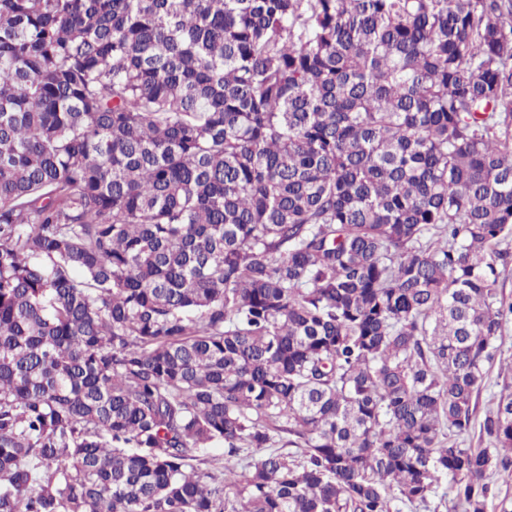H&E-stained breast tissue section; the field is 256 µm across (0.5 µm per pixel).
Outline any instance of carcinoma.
Returning <instances> with one entry per match:
<instances>
[{
  "label": "carcinoma",
  "instance_id": "carcinoma-1",
  "mask_svg": "<svg viewBox=\"0 0 512 512\" xmlns=\"http://www.w3.org/2000/svg\"><path fill=\"white\" fill-rule=\"evenodd\" d=\"M508 238L512 0H0V512H487ZM497 345L499 346V352L493 365L488 367L487 376L481 387L472 429L467 441V444L472 448L489 447L487 440L481 438L480 423L485 413L495 406L504 384L511 383L512 385L510 374L507 371L501 372V362L503 364L512 363V316L506 319L503 335L498 339ZM448 493L444 497L445 493ZM452 494L448 489L446 481L442 480L437 488L436 494L429 498L425 504H420L415 507L403 508V512H449L448 508L451 506L450 499Z\"/></svg>",
  "mask_w": 512,
  "mask_h": 512
}]
</instances>
